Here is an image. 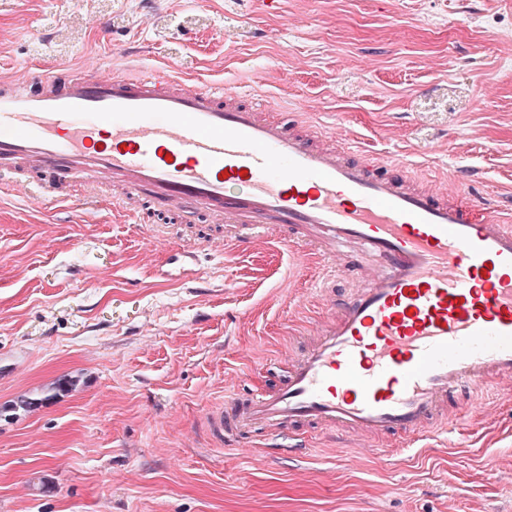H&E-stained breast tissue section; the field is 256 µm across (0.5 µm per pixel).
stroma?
<instances>
[{"label":"stroma","instance_id":"1","mask_svg":"<svg viewBox=\"0 0 512 512\" xmlns=\"http://www.w3.org/2000/svg\"><path fill=\"white\" fill-rule=\"evenodd\" d=\"M121 63L246 87L262 76L327 132L477 199L512 190V0H0V78ZM0 195V405L69 391L0 420V512H512V396L449 402L445 440L353 450L306 426L268 456L199 444L225 393L271 390L288 351L367 288L379 257L345 248L324 302L279 229L247 247L175 222L168 239L113 210Z\"/></svg>","mask_w":512,"mask_h":512}]
</instances>
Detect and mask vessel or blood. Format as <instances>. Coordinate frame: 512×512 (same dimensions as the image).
Segmentation results:
<instances>
[{
  "mask_svg": "<svg viewBox=\"0 0 512 512\" xmlns=\"http://www.w3.org/2000/svg\"><path fill=\"white\" fill-rule=\"evenodd\" d=\"M261 77L250 91L126 67L80 76L0 79V191L63 202L81 180L140 205L228 224L239 244L273 226L314 259L315 292L358 243L386 267L291 354L274 390L232 393L206 413L211 446L272 440L298 423L363 437L427 432L448 399L512 391V225L499 206L448 197V179L419 188L352 143H321L305 112L272 119Z\"/></svg>",
  "mask_w": 512,
  "mask_h": 512,
  "instance_id": "vessel-or-blood-1",
  "label": "vessel or blood"
}]
</instances>
